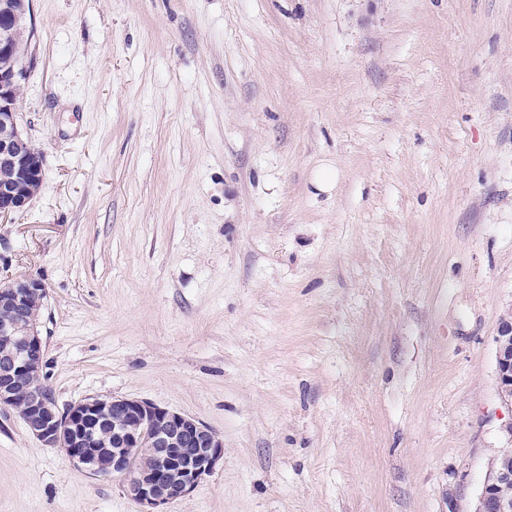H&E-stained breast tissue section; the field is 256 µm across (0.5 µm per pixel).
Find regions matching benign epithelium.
<instances>
[{"label": "benign epithelium", "mask_w": 512, "mask_h": 512, "mask_svg": "<svg viewBox=\"0 0 512 512\" xmlns=\"http://www.w3.org/2000/svg\"><path fill=\"white\" fill-rule=\"evenodd\" d=\"M30 0H0V222L22 210L40 191L42 154L32 150L18 122L15 92L25 80L22 38ZM46 288L30 276L0 288V406L18 412L29 432L47 448H58L78 469L97 477H121L139 512H166L190 494L224 458L223 437L181 413L127 397H89L64 410L43 393V341L34 307ZM497 375L502 393H512V318L500 323ZM112 422L118 444L105 467L95 448L97 429ZM509 470L490 466L474 512H506L495 497Z\"/></svg>", "instance_id": "obj_1"}]
</instances>
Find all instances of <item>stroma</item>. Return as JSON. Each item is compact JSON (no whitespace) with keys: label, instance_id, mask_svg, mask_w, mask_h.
Returning a JSON list of instances; mask_svg holds the SVG:
<instances>
[{"label":"stroma","instance_id":"35a3bbf8","mask_svg":"<svg viewBox=\"0 0 512 512\" xmlns=\"http://www.w3.org/2000/svg\"><path fill=\"white\" fill-rule=\"evenodd\" d=\"M59 407L224 438L168 512H474L512 449V0H31ZM0 407V512H138ZM497 342V375L501 392H512V318L504 319L499 326ZM505 393L507 395H505Z\"/></svg>","mask_w":512,"mask_h":512}]
</instances>
